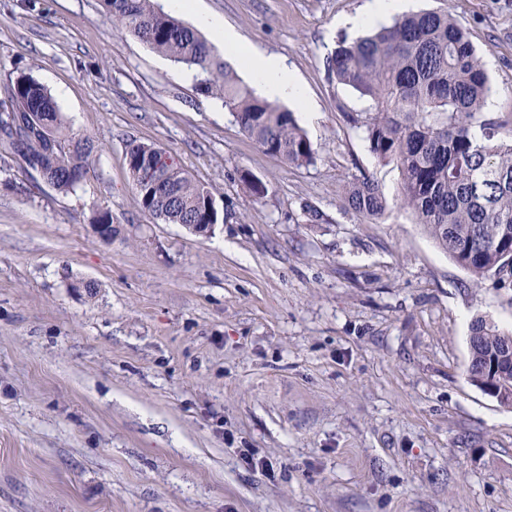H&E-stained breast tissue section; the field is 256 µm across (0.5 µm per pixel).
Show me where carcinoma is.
Masks as SVG:
<instances>
[{"instance_id": "obj_1", "label": "carcinoma", "mask_w": 512, "mask_h": 512, "mask_svg": "<svg viewBox=\"0 0 512 512\" xmlns=\"http://www.w3.org/2000/svg\"><path fill=\"white\" fill-rule=\"evenodd\" d=\"M112 26L152 51L200 76L199 88L221 101L244 132L266 153L296 167L313 162L314 150L294 113L256 96L195 29L164 12L155 0H100ZM330 82L352 88L370 103L361 123L378 164L399 172V200L433 241L477 283L494 276L512 281V120L481 119L489 77L464 29L447 11H422L378 26L364 37L341 40L325 61ZM0 145L62 193L87 172L91 141L64 121L51 94L31 75L11 80L0 102ZM163 149L131 142L127 167L144 209L165 224H218L224 220L212 188L171 161L160 168L163 190L147 181L148 164ZM251 195L266 184L242 176ZM345 201L365 220L389 204L378 181L363 174L343 186ZM512 332L478 318L470 327L468 377L501 388L512 408V361L491 370Z\"/></svg>"}]
</instances>
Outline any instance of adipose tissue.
<instances>
[{"label": "adipose tissue", "instance_id": "adipose-tissue-1", "mask_svg": "<svg viewBox=\"0 0 512 512\" xmlns=\"http://www.w3.org/2000/svg\"><path fill=\"white\" fill-rule=\"evenodd\" d=\"M166 6L173 13H190L196 26L209 32L217 43L242 53L248 60V75L263 96L271 100L308 104L302 84L288 71L280 57L255 52L234 27L202 9L199 0H166Z\"/></svg>", "mask_w": 512, "mask_h": 512}]
</instances>
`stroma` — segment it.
Here are the masks:
<instances>
[{
	"instance_id": "35a3bbf8",
	"label": "stroma",
	"mask_w": 512,
	"mask_h": 512,
	"mask_svg": "<svg viewBox=\"0 0 512 512\" xmlns=\"http://www.w3.org/2000/svg\"><path fill=\"white\" fill-rule=\"evenodd\" d=\"M365 3L201 0L303 84L314 161L294 167L99 0H0V101L28 71L96 146L68 194L0 151V512H512V408L467 372L475 318L512 329V286L473 282L395 207L398 171L349 121L367 102L328 81ZM407 9L454 16L486 117H512V0ZM132 141L211 186L223 223L145 211ZM364 172L392 202L374 224L341 194Z\"/></svg>"
}]
</instances>
